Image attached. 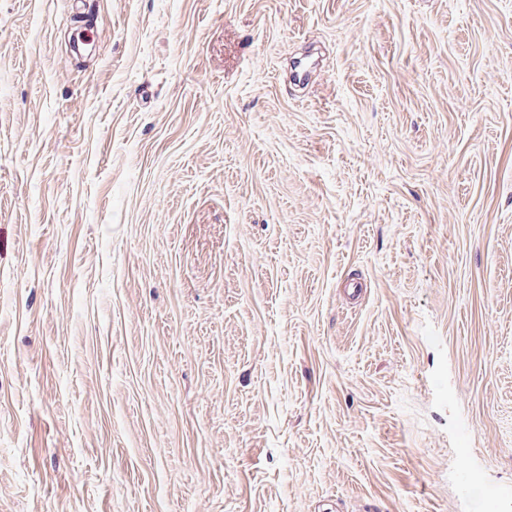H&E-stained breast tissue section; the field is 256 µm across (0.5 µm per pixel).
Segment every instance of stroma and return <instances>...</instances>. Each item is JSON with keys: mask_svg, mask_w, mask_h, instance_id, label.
<instances>
[{"mask_svg": "<svg viewBox=\"0 0 512 512\" xmlns=\"http://www.w3.org/2000/svg\"><path fill=\"white\" fill-rule=\"evenodd\" d=\"M485 497L512 0H0V512Z\"/></svg>", "mask_w": 512, "mask_h": 512, "instance_id": "35a3bbf8", "label": "stroma"}]
</instances>
